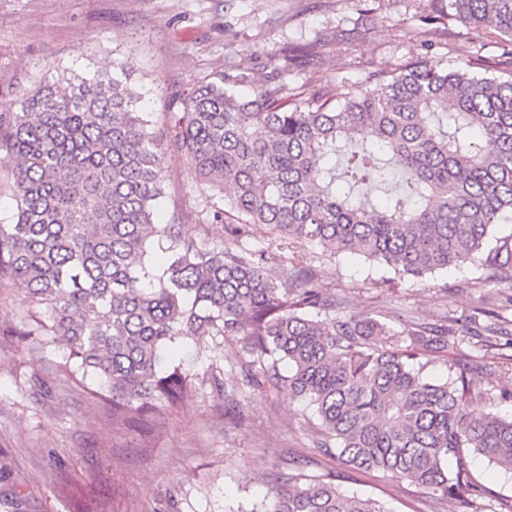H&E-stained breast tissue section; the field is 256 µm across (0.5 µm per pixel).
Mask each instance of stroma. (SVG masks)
I'll use <instances>...</instances> for the list:
<instances>
[{
  "label": "stroma",
  "mask_w": 512,
  "mask_h": 512,
  "mask_svg": "<svg viewBox=\"0 0 512 512\" xmlns=\"http://www.w3.org/2000/svg\"><path fill=\"white\" fill-rule=\"evenodd\" d=\"M428 13L429 0H0V99H19L65 70L122 72L159 134L190 88L217 72L244 95L274 76L297 90L359 93L369 87L368 72L416 56L448 68L477 56L512 62V48L496 32L475 39L454 23L428 24ZM291 47L303 57L287 61ZM163 178L161 218L178 211L189 236L270 254L272 271L292 260L315 270L335 295L337 313L441 322L469 314L484 296L489 309L512 320L505 304L512 289L484 287L474 268L386 282L362 257L277 239L258 226L242 237L219 221L200 231L206 193L193 167L166 158ZM23 307L20 294H0V512H251L281 473L336 474L339 487L382 500L392 512H457L423 487L323 454L311 431L313 407L286 388L269 397L240 388L232 410L204 385L146 424L113 422L111 405L55 374L60 349L19 346L12 331ZM511 353L508 346L487 353L463 339L429 357L426 372L446 377L455 358L493 368ZM172 357L193 375L214 360L226 380L240 378L229 344L214 350L190 343ZM37 377L49 394L32 389ZM471 469L490 490L483 512L512 499L511 473L480 456Z\"/></svg>",
  "instance_id": "1"
}]
</instances>
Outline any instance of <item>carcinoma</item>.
Here are the masks:
<instances>
[{"label":"carcinoma","mask_w":512,"mask_h":512,"mask_svg":"<svg viewBox=\"0 0 512 512\" xmlns=\"http://www.w3.org/2000/svg\"><path fill=\"white\" fill-rule=\"evenodd\" d=\"M439 19L512 44V0H440ZM469 59L437 69L421 57L369 75L360 95L292 92L267 82L236 95L224 75L194 86L173 113L167 143L119 74H65L0 104V181L17 201L0 224V288L24 293L15 335L41 349L63 343L57 371L91 379L112 416L134 421L196 391L161 353L186 340L239 348L243 381L266 395L286 385L313 406L321 447L481 512L471 455L512 471V417L454 360L443 380L419 358L460 337L488 351L505 326L476 316L410 322L338 316L317 274L295 262L271 275L268 258L183 235L176 216L156 223L167 154L184 156L208 192L212 219L353 252L396 277L448 268L512 281V72ZM288 364V375L280 365ZM203 382L234 399L238 386L208 366ZM480 399L488 412L474 417ZM256 512H390L346 493L332 475L273 485Z\"/></svg>","instance_id":"1"}]
</instances>
